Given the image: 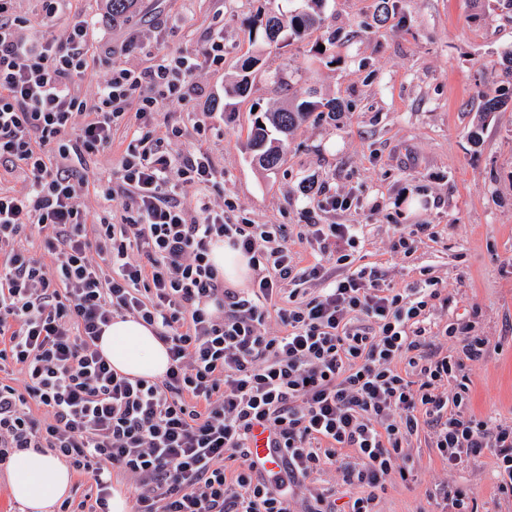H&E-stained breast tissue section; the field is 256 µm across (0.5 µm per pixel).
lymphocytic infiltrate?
Listing matches in <instances>:
<instances>
[{"instance_id": "obj_1", "label": "lymphocytic infiltrate", "mask_w": 512, "mask_h": 512, "mask_svg": "<svg viewBox=\"0 0 512 512\" xmlns=\"http://www.w3.org/2000/svg\"><path fill=\"white\" fill-rule=\"evenodd\" d=\"M13 2L0 0V166L27 186L0 191V465L41 448L92 474L95 492L60 512H109L115 467L140 482L136 512H292L290 488L335 465L359 490L346 512H378L392 476L412 477L404 444L426 425L449 465L491 449L498 489L512 495V426L460 412L465 369L483 359L485 338L450 323L445 355L426 338L438 280L396 289L354 268L350 224L308 225L322 259L298 267L282 225L212 207L205 152L177 158L165 146L182 129L154 116L191 101L197 56L158 50L141 72L110 62L89 101L77 84L92 20L71 0H42L49 22L66 18V33L33 40ZM122 127L132 137L120 186L101 187L121 216L93 223L76 202L84 180L71 163L110 147ZM185 187L194 207L178 198ZM35 234L45 256L27 246ZM217 242L247 257L250 287H225L209 258ZM314 279L324 286L311 297ZM273 304L277 335L264 328ZM117 317L155 331L169 357L162 377L113 368L99 341ZM259 427L274 436L282 475L263 476L251 458ZM345 448L356 463H338Z\"/></svg>"}]
</instances>
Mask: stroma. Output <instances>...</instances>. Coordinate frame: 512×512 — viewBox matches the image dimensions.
<instances>
[{"mask_svg": "<svg viewBox=\"0 0 512 512\" xmlns=\"http://www.w3.org/2000/svg\"><path fill=\"white\" fill-rule=\"evenodd\" d=\"M277 0H137L125 21L104 29L79 92L94 97L108 60L143 70L150 51L202 57L213 30L224 38V62L204 61L188 108L160 112L179 125L172 155L206 151L216 170L214 200L234 202L237 217L281 224L300 267L319 257L301 239L307 224H359L358 263L386 285L404 288L428 275L446 284L447 305L431 309L439 349L448 323L469 321L486 337L483 360L466 371L472 380L468 412L492 425L512 426V102L483 114L476 87L496 89L500 53L512 46V12L495 0L470 21V0H325L327 27L268 46L250 25ZM136 47H129V40ZM322 52H314L315 44ZM250 57L258 65L245 97L225 91ZM311 87L342 112L313 113L288 139L281 166L261 169L246 145L256 111L280 103L286 85ZM211 124L199 136L198 121ZM479 140H472V133ZM351 194L347 211L314 209V188ZM423 225L411 254L392 249L401 227ZM417 479L392 478L380 512H443L442 484L474 498L478 512H512V496L497 491L490 450L448 467L426 432L407 443Z\"/></svg>", "mask_w": 512, "mask_h": 512, "instance_id": "obj_1", "label": "stroma"}]
</instances>
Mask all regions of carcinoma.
<instances>
[{"instance_id": "1", "label": "carcinoma", "mask_w": 512, "mask_h": 512, "mask_svg": "<svg viewBox=\"0 0 512 512\" xmlns=\"http://www.w3.org/2000/svg\"><path fill=\"white\" fill-rule=\"evenodd\" d=\"M112 8V19L119 20L131 14L137 0H108ZM288 9L277 8V11L258 14L252 20V27L261 33L268 44L279 45L282 33L288 37L301 39L305 35L318 30L323 24L324 0H286ZM501 77L508 87L502 93L489 97L481 90L477 96L483 98V111L498 112L512 101V49L501 54ZM320 108L336 113L342 111V104L336 100L326 103L312 99L311 93L293 92L288 98V106L276 110H267L255 119L248 139L249 149L254 153L258 164L267 169L277 168L283 159L282 145L288 134L311 113Z\"/></svg>"}]
</instances>
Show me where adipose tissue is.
<instances>
[{"label": "adipose tissue", "mask_w": 512, "mask_h": 512, "mask_svg": "<svg viewBox=\"0 0 512 512\" xmlns=\"http://www.w3.org/2000/svg\"><path fill=\"white\" fill-rule=\"evenodd\" d=\"M99 346L111 359L113 368L131 376L157 378L169 365L166 347L151 327L132 318L114 319ZM8 477L14 500L28 512H48L71 483L66 466L30 449L14 455Z\"/></svg>", "instance_id": "1"}]
</instances>
